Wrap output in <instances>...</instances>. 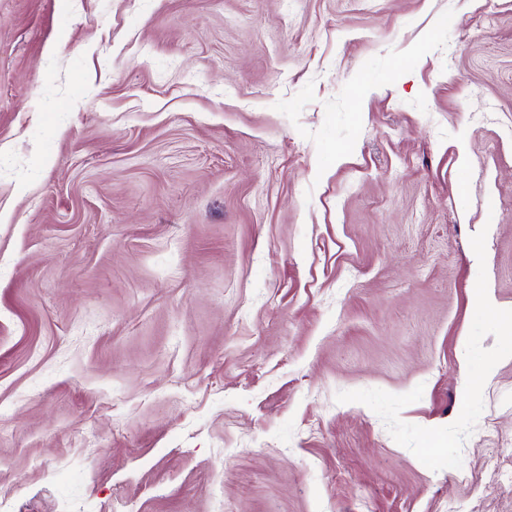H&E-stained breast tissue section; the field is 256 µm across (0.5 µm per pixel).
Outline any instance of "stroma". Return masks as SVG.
Masks as SVG:
<instances>
[{"instance_id": "stroma-1", "label": "stroma", "mask_w": 512, "mask_h": 512, "mask_svg": "<svg viewBox=\"0 0 512 512\" xmlns=\"http://www.w3.org/2000/svg\"><path fill=\"white\" fill-rule=\"evenodd\" d=\"M2 212L12 512H512V0H0Z\"/></svg>"}]
</instances>
